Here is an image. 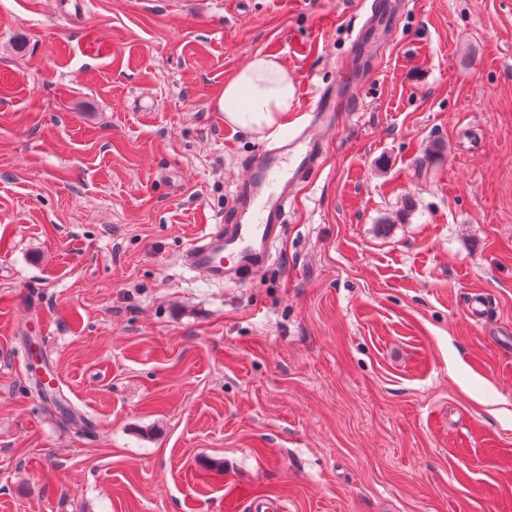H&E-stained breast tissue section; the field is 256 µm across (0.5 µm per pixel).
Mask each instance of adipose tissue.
Wrapping results in <instances>:
<instances>
[{
    "mask_svg": "<svg viewBox=\"0 0 512 512\" xmlns=\"http://www.w3.org/2000/svg\"><path fill=\"white\" fill-rule=\"evenodd\" d=\"M297 85L277 56L255 53L225 81L217 107L226 126L264 138L288 127Z\"/></svg>",
    "mask_w": 512,
    "mask_h": 512,
    "instance_id": "ef3b65f1",
    "label": "adipose tissue"
}]
</instances>
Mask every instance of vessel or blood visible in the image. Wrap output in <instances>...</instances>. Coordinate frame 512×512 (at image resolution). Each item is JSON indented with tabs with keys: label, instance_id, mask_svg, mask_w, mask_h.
<instances>
[{
	"label": "vessel or blood",
	"instance_id": "1",
	"mask_svg": "<svg viewBox=\"0 0 512 512\" xmlns=\"http://www.w3.org/2000/svg\"><path fill=\"white\" fill-rule=\"evenodd\" d=\"M403 10L399 0H373L372 14L357 33V47H364L377 32L395 28ZM350 81L349 72L340 70L335 89L320 93L303 131L257 149L248 177L238 185L235 207L223 223L195 238L186 250L184 262L189 270L221 284L267 266L286 222L285 207L298 183L325 154L327 135L335 128L336 114L344 103L340 91Z\"/></svg>",
	"mask_w": 512,
	"mask_h": 512
}]
</instances>
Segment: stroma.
<instances>
[{
	"mask_svg": "<svg viewBox=\"0 0 512 512\" xmlns=\"http://www.w3.org/2000/svg\"><path fill=\"white\" fill-rule=\"evenodd\" d=\"M366 11L0 0V512H512V0H409L357 58ZM259 51L296 126L362 80L217 287L182 253L260 144L216 108Z\"/></svg>",
	"mask_w": 512,
	"mask_h": 512,
	"instance_id": "1",
	"label": "stroma"
}]
</instances>
